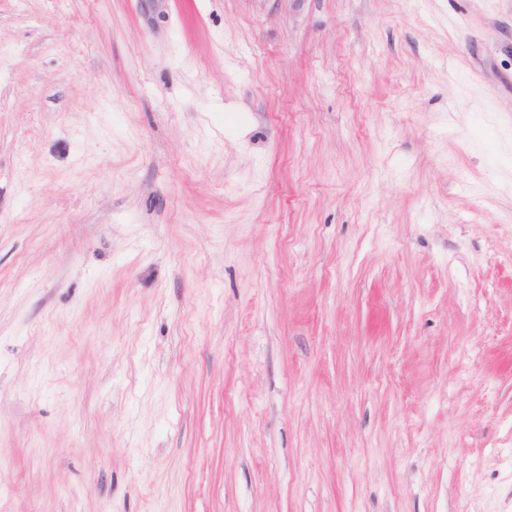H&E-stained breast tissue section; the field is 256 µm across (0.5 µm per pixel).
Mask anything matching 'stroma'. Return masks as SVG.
<instances>
[{"label": "stroma", "instance_id": "obj_1", "mask_svg": "<svg viewBox=\"0 0 512 512\" xmlns=\"http://www.w3.org/2000/svg\"><path fill=\"white\" fill-rule=\"evenodd\" d=\"M0 512H512V0H0Z\"/></svg>", "mask_w": 512, "mask_h": 512}]
</instances>
